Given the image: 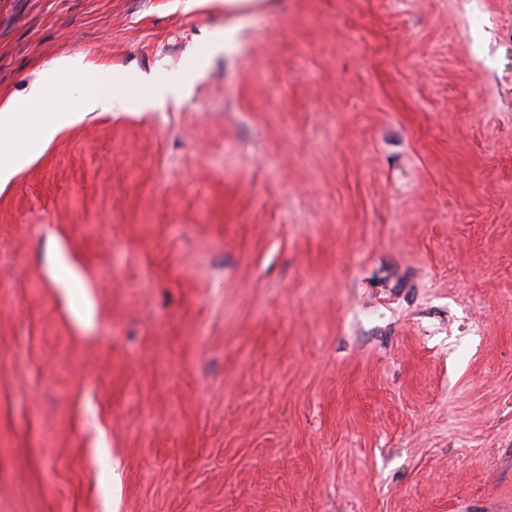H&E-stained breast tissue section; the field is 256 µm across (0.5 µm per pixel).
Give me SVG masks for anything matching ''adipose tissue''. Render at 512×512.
Masks as SVG:
<instances>
[{"mask_svg":"<svg viewBox=\"0 0 512 512\" xmlns=\"http://www.w3.org/2000/svg\"><path fill=\"white\" fill-rule=\"evenodd\" d=\"M73 78L79 82L82 109L86 112L124 111L134 105L158 108L175 94L173 87L156 84L146 97L134 103L125 94L110 90L102 70L83 56H66L47 63L38 71L26 95L0 105V188L71 122L70 114L44 112L39 105L61 83Z\"/></svg>","mask_w":512,"mask_h":512,"instance_id":"ef3b65f1","label":"adipose tissue"}]
</instances>
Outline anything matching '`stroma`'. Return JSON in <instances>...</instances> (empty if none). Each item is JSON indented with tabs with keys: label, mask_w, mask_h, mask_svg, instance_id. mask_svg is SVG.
I'll return each mask as SVG.
<instances>
[{
	"label": "stroma",
	"mask_w": 512,
	"mask_h": 512,
	"mask_svg": "<svg viewBox=\"0 0 512 512\" xmlns=\"http://www.w3.org/2000/svg\"><path fill=\"white\" fill-rule=\"evenodd\" d=\"M75 54L184 92L0 189V512H512V0H0Z\"/></svg>",
	"instance_id": "stroma-1"
}]
</instances>
